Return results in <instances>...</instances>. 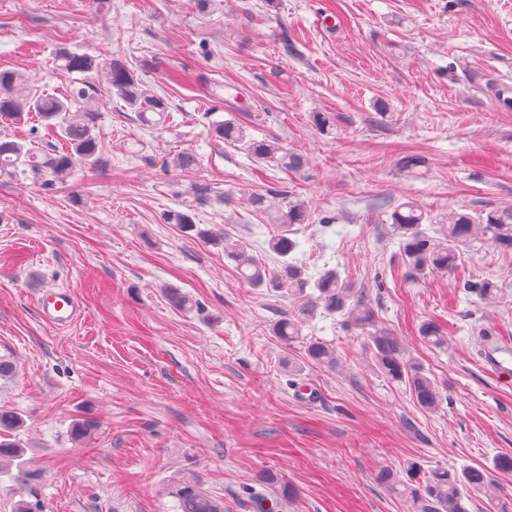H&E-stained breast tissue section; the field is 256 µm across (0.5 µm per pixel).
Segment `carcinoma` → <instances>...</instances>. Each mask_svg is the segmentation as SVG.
Here are the masks:
<instances>
[{"label": "carcinoma", "mask_w": 512, "mask_h": 512, "mask_svg": "<svg viewBox=\"0 0 512 512\" xmlns=\"http://www.w3.org/2000/svg\"><path fill=\"white\" fill-rule=\"evenodd\" d=\"M57 69L64 74L103 71L107 75L112 94L135 112L143 124L163 129L170 118L168 103L150 93L128 68L117 60L102 62L87 54L61 51L56 56ZM92 88L89 84L75 89L65 98L48 96L29 86L22 76L13 72L0 73V117L10 118L23 112H36L53 128L58 129L62 141L59 147L47 149L27 146L15 140L0 138V176L31 173L44 176L49 184H64L78 165L101 169L109 159L100 150L95 133L99 113L88 104ZM212 130L216 137L229 144H238L257 161L279 169L297 172L304 166L301 154L288 149L277 138L256 140L247 129L233 120L215 121ZM199 156L192 150L176 154L171 165L184 172L195 170ZM193 204L206 206L224 203V196L211 184L199 181L191 186ZM248 204L254 211L266 215L273 224L268 240L269 251L275 255L274 266L253 253L250 246L235 240L223 230L200 228L195 224L193 209H168L161 220L165 224H178L196 237L224 248V256L235 263L243 280L254 288H264L274 294L286 293L294 305L286 310L273 327L276 339L287 347L303 348L305 358L318 366H336L335 350L324 342L306 341L303 329L323 312L340 314L350 326L368 328L374 326L375 313L362 293L348 287L339 271L326 269L313 277L305 272L293 257L299 247L293 238V227L312 221L311 212L291 191L270 187L263 193L253 194ZM391 224L400 236V250L408 276L420 277L431 274L451 273L461 255L458 245L475 239L489 240L501 249L512 250V206L495 208L472 216L453 211L448 213V230L435 239L422 229L425 223L436 222L431 215L406 201L395 206L390 214ZM465 292L483 300L496 297V286L486 280L469 283ZM422 340L434 347L448 344L441 327L425 322L420 328ZM368 350L379 371L391 382L409 387L417 405L426 411L437 409L442 403V393L432 378L418 365L404 357L396 337L385 330L369 333ZM23 427L17 413L0 409V469L23 456L16 435ZM17 471L28 486V498L16 504V512H46V506L38 491V470L20 463ZM512 472V453L503 452L493 461V468L467 467L460 471L446 467L429 470L423 477H410L402 481L389 470H382L377 480L391 491L410 499L415 512H469L464 501L487 493L494 487L493 473ZM258 512H272V499L284 501L290 497V489L272 471H265L251 484L242 487ZM166 495L173 498L177 512H224V501L210 494L203 487L200 476L191 469L174 474L166 484Z\"/></svg>", "instance_id": "cac0c4a2"}]
</instances>
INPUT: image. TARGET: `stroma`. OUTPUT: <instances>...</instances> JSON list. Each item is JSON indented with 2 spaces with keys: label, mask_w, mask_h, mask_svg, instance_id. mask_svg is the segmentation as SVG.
<instances>
[{
  "label": "stroma",
  "mask_w": 512,
  "mask_h": 512,
  "mask_svg": "<svg viewBox=\"0 0 512 512\" xmlns=\"http://www.w3.org/2000/svg\"><path fill=\"white\" fill-rule=\"evenodd\" d=\"M326 23L316 27L317 14ZM124 63L162 96L165 129L141 126L95 75L98 139L111 164L76 167L65 184L0 177V357L17 374L0 381V408L24 426V457L41 474L47 512H175L164 492L178 470H196L225 512H256L236 494L270 469L293 488L280 512H412L376 479L389 469L491 465L512 451V355L483 359L481 328L512 344V251L461 244L447 275L406 274L393 207L410 200L441 218L512 206V107L495 109L490 88L512 82V0H0V71L61 96L81 74L56 70L60 49ZM333 113L328 132L314 123ZM235 119L257 140L301 153L286 172L211 134ZM0 135L56 143L26 113L0 119ZM184 149L197 170L161 167ZM419 155L415 170L397 165ZM231 195L197 209L266 253L273 227L247 197L292 190L331 228L301 224L297 260L308 274L335 268L396 336L407 359L448 400L420 409L366 351V335L343 316H318L304 333L330 342L335 368L304 364L299 395L272 326L289 307L240 278L223 249L174 224L167 209L190 204L192 182ZM500 288L489 302L467 281ZM67 288L84 315L58 329L35 305L42 288ZM179 289L198 309L179 310ZM428 319L448 345L424 343ZM89 418L97 430L74 442Z\"/></svg>",
  "instance_id": "stroma-1"
}]
</instances>
